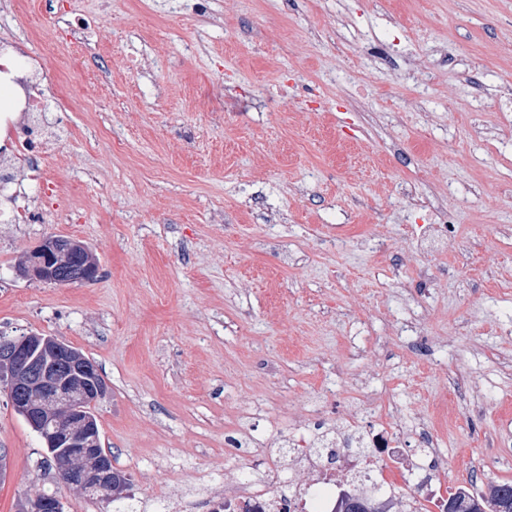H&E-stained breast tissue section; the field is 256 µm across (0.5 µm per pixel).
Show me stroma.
<instances>
[{
	"mask_svg": "<svg viewBox=\"0 0 512 512\" xmlns=\"http://www.w3.org/2000/svg\"><path fill=\"white\" fill-rule=\"evenodd\" d=\"M0 0V36L50 39L36 177L0 221V336H54L108 385L103 448L131 486L105 503L45 470L0 389V512L46 488L63 512H208L255 449L300 431L438 421V495L512 482V0ZM96 11L88 48L60 19ZM389 52L376 69L370 53ZM432 73L418 80L416 59ZM429 174L414 204L401 181ZM446 194L449 233L423 239ZM81 241L89 283H33L43 237Z\"/></svg>",
	"mask_w": 512,
	"mask_h": 512,
	"instance_id": "stroma-1",
	"label": "stroma"
}]
</instances>
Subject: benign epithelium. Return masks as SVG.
Returning a JSON list of instances; mask_svg holds the SVG:
<instances>
[{
  "mask_svg": "<svg viewBox=\"0 0 512 512\" xmlns=\"http://www.w3.org/2000/svg\"><path fill=\"white\" fill-rule=\"evenodd\" d=\"M75 241L45 238L17 267L19 275L33 281L69 284L59 274L62 259ZM0 387L8 392L13 409L41 435L47 448H65L56 463L59 479L77 489L93 488L110 500L118 488L112 472L92 466L103 455L97 448L89 408L108 393L105 381L86 360L51 336L28 334L0 336Z\"/></svg>",
  "mask_w": 512,
  "mask_h": 512,
  "instance_id": "7a95c632",
  "label": "benign epithelium"
}]
</instances>
